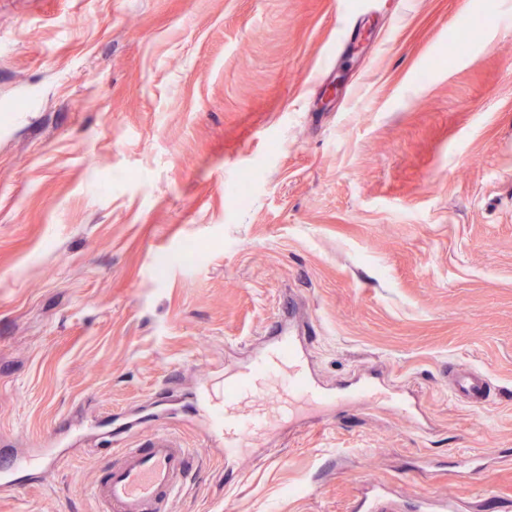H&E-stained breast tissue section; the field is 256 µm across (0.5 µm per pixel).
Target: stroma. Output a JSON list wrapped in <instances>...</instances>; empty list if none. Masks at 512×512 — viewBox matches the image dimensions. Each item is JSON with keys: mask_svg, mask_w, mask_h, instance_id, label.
I'll return each mask as SVG.
<instances>
[{"mask_svg": "<svg viewBox=\"0 0 512 512\" xmlns=\"http://www.w3.org/2000/svg\"><path fill=\"white\" fill-rule=\"evenodd\" d=\"M361 2L0 0V448L64 438L0 512H97L109 449L158 428L179 512H356L372 483L512 512L508 0ZM288 297L322 381L379 369L421 424L344 408L225 456L202 383ZM455 394L473 407H481L492 399L488 376L475 369L455 371L449 378Z\"/></svg>", "mask_w": 512, "mask_h": 512, "instance_id": "stroma-1", "label": "stroma"}]
</instances>
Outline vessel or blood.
Segmentation results:
<instances>
[{
	"label": "vessel or blood",
	"instance_id": "b4317fda",
	"mask_svg": "<svg viewBox=\"0 0 512 512\" xmlns=\"http://www.w3.org/2000/svg\"><path fill=\"white\" fill-rule=\"evenodd\" d=\"M269 340L249 361L237 366L229 381L210 394L209 424L221 438L226 455L236 456L253 447L275 426L301 421V407L315 411V420L328 422L331 412L358 401L367 406L393 403L412 413L410 403L368 378L348 389L332 391L313 380L309 359L296 326L286 318L271 323ZM456 395L474 407L488 403L491 389L479 370L455 371L449 379ZM55 451L45 447L24 456L0 455V476L19 468L44 472L51 468ZM189 451L172 434L160 431L123 449L119 463L110 465L91 486L104 512H172L175 497L184 485ZM360 512H398L397 502L373 492L366 495Z\"/></svg>",
	"mask_w": 512,
	"mask_h": 512
}]
</instances>
